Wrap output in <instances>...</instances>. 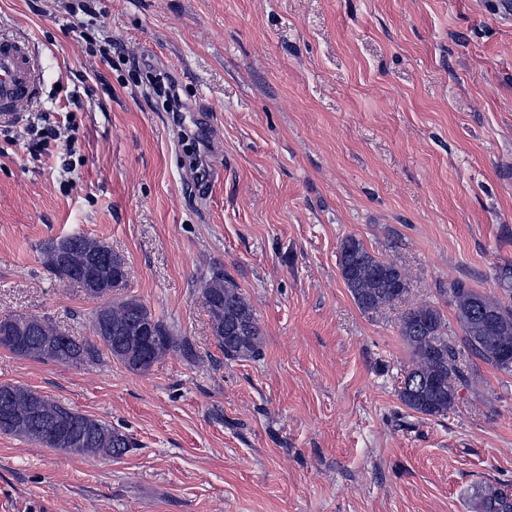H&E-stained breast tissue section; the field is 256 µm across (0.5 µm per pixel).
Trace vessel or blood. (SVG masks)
I'll return each instance as SVG.
<instances>
[{
  "label": "vessel or blood",
  "instance_id": "obj_1",
  "mask_svg": "<svg viewBox=\"0 0 512 512\" xmlns=\"http://www.w3.org/2000/svg\"><path fill=\"white\" fill-rule=\"evenodd\" d=\"M39 94L32 49L21 38L0 40V121L17 120Z\"/></svg>",
  "mask_w": 512,
  "mask_h": 512
}]
</instances>
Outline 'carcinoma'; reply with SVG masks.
Here are the masks:
<instances>
[{"label": "carcinoma", "mask_w": 512, "mask_h": 512, "mask_svg": "<svg viewBox=\"0 0 512 512\" xmlns=\"http://www.w3.org/2000/svg\"><path fill=\"white\" fill-rule=\"evenodd\" d=\"M45 268L60 280L82 288L92 298H107L89 320L96 341L78 342L59 331L47 316L0 315V346L21 357L81 365L118 360L133 373H144L177 342L164 322L127 287L125 259L97 238L64 237L42 252ZM341 277L354 302L364 312H379L403 297L407 282L393 263L373 256L359 240L345 239L339 251ZM212 335L228 360L258 357L263 331L251 303L224 271L202 286ZM448 298L463 330L464 347L505 373H512V306L482 293L464 281L449 285ZM440 312L428 306L412 309L400 321V334L412 348L414 361L398 396L408 409L428 417L448 414L458 385L467 382L463 351L448 338ZM11 424L0 433L24 437L66 454H101L120 458L136 442L100 419L91 418L47 396L18 385H0V417ZM480 512H512V499L488 484L480 493Z\"/></svg>", "instance_id": "carcinoma-1"}]
</instances>
